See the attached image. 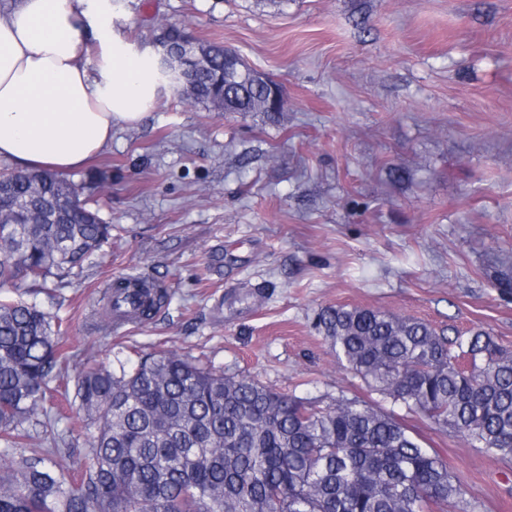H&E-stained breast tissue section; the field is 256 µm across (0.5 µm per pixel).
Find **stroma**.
I'll use <instances>...</instances> for the list:
<instances>
[{
  "mask_svg": "<svg viewBox=\"0 0 512 512\" xmlns=\"http://www.w3.org/2000/svg\"><path fill=\"white\" fill-rule=\"evenodd\" d=\"M125 50L163 23L235 50L279 82L278 122L180 103L70 172L104 187L112 243L42 308L63 320L70 375L173 350L282 392L357 397L413 427L478 512H512V461L440 431L340 368L327 306L479 328L512 350V0H109ZM169 292L153 322L102 326L110 281Z\"/></svg>",
  "mask_w": 512,
  "mask_h": 512,
  "instance_id": "35a3bbf8",
  "label": "stroma"
}]
</instances>
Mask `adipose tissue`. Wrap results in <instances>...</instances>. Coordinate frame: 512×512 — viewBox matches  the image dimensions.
Masks as SVG:
<instances>
[{
	"instance_id": "ef3b65f1",
	"label": "adipose tissue",
	"mask_w": 512,
	"mask_h": 512,
	"mask_svg": "<svg viewBox=\"0 0 512 512\" xmlns=\"http://www.w3.org/2000/svg\"><path fill=\"white\" fill-rule=\"evenodd\" d=\"M86 16L87 0H18L0 13V159L19 170L84 168L159 89L150 54L128 56L102 29L91 67Z\"/></svg>"
}]
</instances>
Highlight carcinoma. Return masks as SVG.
Returning <instances> with one entry per match:
<instances>
[{
    "instance_id": "1",
    "label": "carcinoma",
    "mask_w": 512,
    "mask_h": 512,
    "mask_svg": "<svg viewBox=\"0 0 512 512\" xmlns=\"http://www.w3.org/2000/svg\"><path fill=\"white\" fill-rule=\"evenodd\" d=\"M158 42L190 53L188 71L153 62L185 101L263 113L264 87L224 85V47L167 23ZM47 171L0 170V289L61 287L112 240L107 197ZM140 277L107 300L144 297L152 318L166 290ZM319 326L343 369L440 430L512 459V352L481 329L449 337L431 324L365 307L329 306ZM61 324L35 303L0 300V512H459L461 483L408 425L358 398L321 406L171 351L128 369L91 367L74 384L78 416L64 433L52 402L65 379ZM87 436L84 466L57 459Z\"/></svg>"
}]
</instances>
